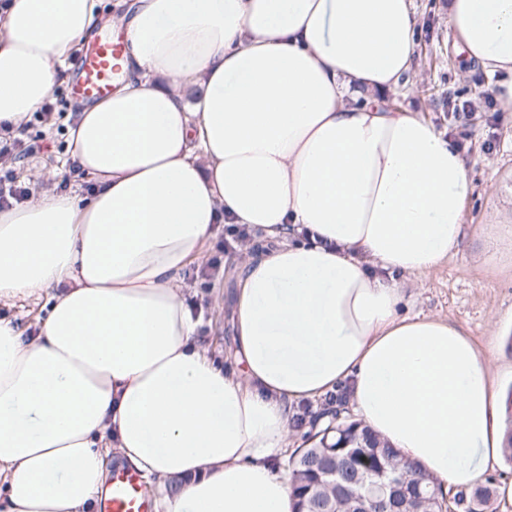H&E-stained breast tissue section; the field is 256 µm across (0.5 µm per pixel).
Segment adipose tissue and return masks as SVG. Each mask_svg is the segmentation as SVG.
<instances>
[{
  "mask_svg": "<svg viewBox=\"0 0 512 512\" xmlns=\"http://www.w3.org/2000/svg\"><path fill=\"white\" fill-rule=\"evenodd\" d=\"M98 5H0L5 137L97 28L127 39L70 132L93 192L0 209V304L37 310L28 338L0 318V512H87L113 453L163 488L159 512H294L271 460L296 404L342 387L439 495L474 485L506 439L497 345L403 310L464 248L472 191L458 144L388 101L414 72L413 0ZM448 23L512 112V0H448ZM219 224L258 233L230 365L182 289Z\"/></svg>",
  "mask_w": 512,
  "mask_h": 512,
  "instance_id": "obj_1",
  "label": "adipose tissue"
}]
</instances>
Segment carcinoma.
Returning a JSON list of instances; mask_svg holds the SVG:
<instances>
[{
    "label": "carcinoma",
    "mask_w": 512,
    "mask_h": 512,
    "mask_svg": "<svg viewBox=\"0 0 512 512\" xmlns=\"http://www.w3.org/2000/svg\"><path fill=\"white\" fill-rule=\"evenodd\" d=\"M338 424L345 434L336 432L326 436L324 429L313 427L304 435L303 446L289 458L295 512H330L332 505L322 487L325 481L340 484L349 495L375 481L365 460L367 444L376 447L381 457L399 459L397 450L373 436L359 421L344 417ZM400 478L408 485L419 483L422 490L433 492V477L416 464L407 465ZM495 495L496 489L488 484L445 500L442 505L446 512H458L460 508L464 512H487Z\"/></svg>",
    "instance_id": "1"
}]
</instances>
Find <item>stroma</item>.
<instances>
[{
  "label": "stroma",
  "mask_w": 512,
  "mask_h": 512,
  "mask_svg": "<svg viewBox=\"0 0 512 512\" xmlns=\"http://www.w3.org/2000/svg\"><path fill=\"white\" fill-rule=\"evenodd\" d=\"M420 30L416 69L409 91L394 95V105L428 118L449 133L469 159L473 191L467 221L473 243L446 265L417 280L410 290L407 313L438 316L466 330L477 345L496 339L498 354L490 369L499 399L512 391V248L504 247L495 267L483 265L484 236L498 233L505 201H512V112L487 98L495 77L464 67L448 26V0H414ZM79 106L69 84L59 85L48 117L31 115L13 153L0 157V172H10L30 196L48 187L61 193L87 192L93 185L63 160L70 151V126ZM54 176L26 183V173L39 166ZM244 247L229 225H217L206 260L183 276L184 294L199 317L200 340L217 358L230 355L231 293L234 280L226 272Z\"/></svg>",
  "instance_id": "35a3bbf8"
}]
</instances>
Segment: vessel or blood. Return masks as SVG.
I'll use <instances>...</instances> for the list:
<instances>
[{"label": "vessel or blood", "mask_w": 512, "mask_h": 512, "mask_svg": "<svg viewBox=\"0 0 512 512\" xmlns=\"http://www.w3.org/2000/svg\"><path fill=\"white\" fill-rule=\"evenodd\" d=\"M126 48V41L120 36H104L89 45L79 60L72 97L81 101L108 97L120 76L119 62ZM97 512H153L152 499L144 490L140 474L125 467L114 469L108 487L97 501Z\"/></svg>", "instance_id": "b4317fda"}]
</instances>
